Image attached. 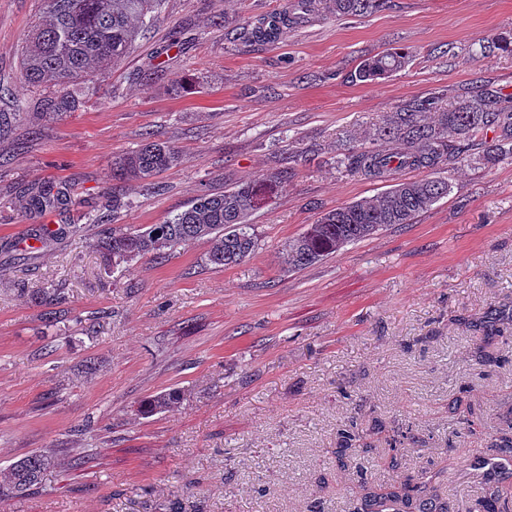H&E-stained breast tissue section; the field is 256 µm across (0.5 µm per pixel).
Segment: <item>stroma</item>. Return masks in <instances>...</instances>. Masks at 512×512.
Here are the masks:
<instances>
[{
  "instance_id": "stroma-1",
  "label": "stroma",
  "mask_w": 512,
  "mask_h": 512,
  "mask_svg": "<svg viewBox=\"0 0 512 512\" xmlns=\"http://www.w3.org/2000/svg\"><path fill=\"white\" fill-rule=\"evenodd\" d=\"M291 3L163 0L129 56L84 81L81 111L52 120L21 69L42 0H0V113L16 115L0 133V476L35 451L57 460L0 512H351L365 486L430 464L452 512H467L469 459L512 416V161L469 152L437 169L452 189L413 223L314 265L288 269L284 247L321 212L428 175L347 172L337 141L364 139L413 97L450 107L484 84L512 95V53L480 54L483 39L512 38V0H390L354 19L318 0L276 41L244 38ZM393 47L409 51L405 68L351 81ZM148 133L181 162L128 183L130 206L113 210L112 160ZM295 151L309 159L253 212L259 246L241 264L211 265L196 240L105 269L86 216L161 224ZM51 183L68 204L27 210ZM50 285L67 297L54 325L32 297ZM492 312L504 328L488 341ZM172 388L176 408L138 414ZM349 425L359 452L340 464Z\"/></svg>"
}]
</instances>
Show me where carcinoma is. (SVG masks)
<instances>
[{
    "mask_svg": "<svg viewBox=\"0 0 512 512\" xmlns=\"http://www.w3.org/2000/svg\"><path fill=\"white\" fill-rule=\"evenodd\" d=\"M162 0H44L41 21L32 30L22 55L23 77L34 87L50 89L42 109L56 117L76 112L83 105L75 89L90 73L103 76L109 66L126 57L140 29L158 13ZM329 9L342 17H357L386 7L389 0H328ZM301 17L282 22L263 21L256 37L271 42L281 33L280 25L296 24ZM409 52L389 48L360 62L353 77L375 82L401 70ZM507 96L487 88L476 99L438 111V98H413L401 104L375 125L369 142L351 141L336 154V165L370 178H383L406 168H436L454 163L473 147L472 136L490 130L495 137L483 148V158L495 165L512 160V108ZM180 152L172 144L149 134L135 149L112 160V179L145 182L180 163ZM282 175L273 174L238 182L222 194H204L163 224L114 229L96 241L104 265L117 269L162 250L205 239L210 243L207 260L217 266H234L258 248L250 217L264 201L278 193ZM448 180L421 178L399 181L385 192L321 214L316 223L285 245L288 267L295 270L322 261L342 247L370 237L385 227L409 224L448 195ZM67 204L64 187L48 184L32 192L35 210ZM35 300L58 306L65 295L58 288H41ZM176 391L154 396L138 408L152 415L175 407ZM56 464L48 453H33L9 469L0 481V499L15 496L41 484L44 474ZM440 472L424 471L418 479L368 489L357 499L352 512H382L391 504L396 512H448L436 494ZM503 478L484 477L485 494L475 509L501 512L508 508Z\"/></svg>",
    "mask_w": 512,
    "mask_h": 512,
    "instance_id": "carcinoma-1",
    "label": "carcinoma"
}]
</instances>
